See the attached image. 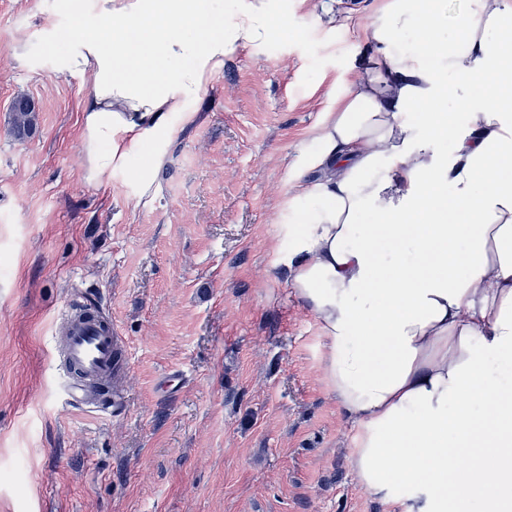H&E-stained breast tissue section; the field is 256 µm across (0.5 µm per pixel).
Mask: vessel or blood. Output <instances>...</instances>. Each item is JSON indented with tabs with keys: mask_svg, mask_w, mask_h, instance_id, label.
<instances>
[{
	"mask_svg": "<svg viewBox=\"0 0 512 512\" xmlns=\"http://www.w3.org/2000/svg\"><path fill=\"white\" fill-rule=\"evenodd\" d=\"M58 332L66 404L109 413L118 397L99 393L98 387L111 381L125 365L117 327L87 299L75 302L73 315L62 318Z\"/></svg>",
	"mask_w": 512,
	"mask_h": 512,
	"instance_id": "1",
	"label": "vessel or blood"
}]
</instances>
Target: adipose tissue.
Returning a JSON list of instances; mask_svg holds the SVG:
<instances>
[{"label":"adipose tissue","instance_id":"1","mask_svg":"<svg viewBox=\"0 0 512 512\" xmlns=\"http://www.w3.org/2000/svg\"><path fill=\"white\" fill-rule=\"evenodd\" d=\"M274 2L78 0L102 30L52 61L93 79L86 180L133 166L153 197L167 115L287 22ZM353 27L361 57L288 182L276 266L324 341L362 488L401 512H448L452 489L512 512V0L453 20L445 0H385Z\"/></svg>","mask_w":512,"mask_h":512}]
</instances>
